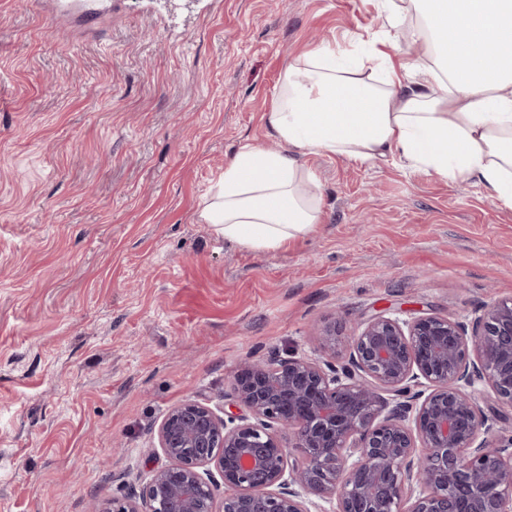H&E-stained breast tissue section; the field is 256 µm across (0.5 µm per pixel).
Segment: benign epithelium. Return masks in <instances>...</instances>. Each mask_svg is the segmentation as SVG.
Instances as JSON below:
<instances>
[{"mask_svg": "<svg viewBox=\"0 0 512 512\" xmlns=\"http://www.w3.org/2000/svg\"><path fill=\"white\" fill-rule=\"evenodd\" d=\"M320 354L245 359L230 373L244 415L195 399L172 407L157 448L167 464L139 494L89 512H512V435L490 439L491 393L512 409V298L465 320L377 313Z\"/></svg>", "mask_w": 512, "mask_h": 512, "instance_id": "obj_1", "label": "benign epithelium"}]
</instances>
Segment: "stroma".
Returning <instances> with one entry per match:
<instances>
[{
  "instance_id": "stroma-1",
  "label": "stroma",
  "mask_w": 512,
  "mask_h": 512,
  "mask_svg": "<svg viewBox=\"0 0 512 512\" xmlns=\"http://www.w3.org/2000/svg\"><path fill=\"white\" fill-rule=\"evenodd\" d=\"M0 0V512L138 491L167 411L236 409L227 370L310 355L393 307L451 319L512 297V209L475 181L301 155L322 222L252 252L198 212L266 122L290 59L354 57L379 0Z\"/></svg>"
}]
</instances>
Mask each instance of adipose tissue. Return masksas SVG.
<instances>
[{"mask_svg":"<svg viewBox=\"0 0 512 512\" xmlns=\"http://www.w3.org/2000/svg\"><path fill=\"white\" fill-rule=\"evenodd\" d=\"M391 28L415 17L407 58L381 50L382 77L319 46L289 63L267 123L285 151L243 146L200 211L226 241L251 251L313 232L321 199L298 152L361 166L389 155L407 169L476 180L512 209V0H381Z\"/></svg>","mask_w":512,"mask_h":512,"instance_id":"obj_1","label":"adipose tissue"}]
</instances>
